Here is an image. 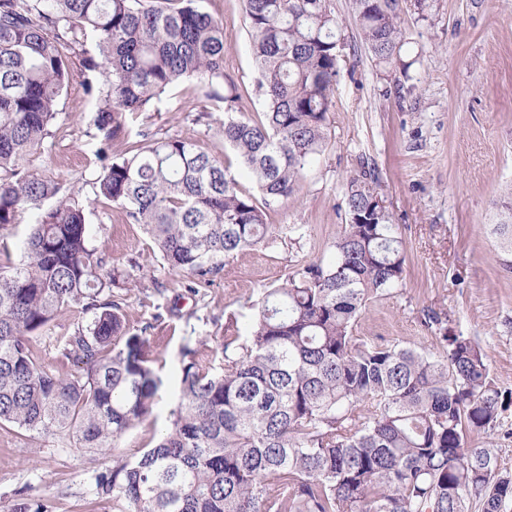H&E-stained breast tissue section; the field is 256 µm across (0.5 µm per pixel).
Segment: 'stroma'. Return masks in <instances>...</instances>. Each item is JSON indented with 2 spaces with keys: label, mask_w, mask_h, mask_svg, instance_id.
Instances as JSON below:
<instances>
[{
  "label": "stroma",
  "mask_w": 512,
  "mask_h": 512,
  "mask_svg": "<svg viewBox=\"0 0 512 512\" xmlns=\"http://www.w3.org/2000/svg\"><path fill=\"white\" fill-rule=\"evenodd\" d=\"M427 18L413 0H402L401 27L410 43L403 66L378 64L358 36L351 0H330L344 35L341 71L329 114L328 138L306 170L294 196L268 214L279 231L273 248L245 250L223 259L210 286L177 290L151 239L138 224L122 222L107 201H96L102 164L91 122L96 94L73 85L28 169L52 177L85 208L90 244L107 266L136 260L135 289H117L130 325L153 321L165 357L164 389L152 415L120 441L122 454L152 447L173 406L184 337L210 338L235 319L238 335L252 321L250 304L261 289L279 284L303 265L329 257L346 220L343 182L362 165L375 167L379 192L404 242L405 279L390 295L368 303L356 333L375 343L430 348L421 320L435 310L472 337L487 355L497 385L512 391V264L491 228L495 203L512 185V0H428ZM224 23V71L241 92L239 109L261 112L255 64L242 0H198ZM197 80L179 83L144 111L131 112V131L180 137L224 157L231 150L218 126L223 112ZM301 225L304 236L291 234ZM129 267V266H128ZM164 290H157V283ZM178 304L181 317H158ZM91 314L70 312L37 339L44 363H53L65 336L87 325ZM471 445L492 449L503 473L512 475V408L500 427L474 435ZM112 457L80 447L66 433L37 434L0 424V512L21 500L39 501L49 512H114L100 497L98 472Z\"/></svg>",
  "instance_id": "obj_1"
}]
</instances>
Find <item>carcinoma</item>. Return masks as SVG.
Listing matches in <instances>:
<instances>
[{"label": "carcinoma", "mask_w": 512, "mask_h": 512, "mask_svg": "<svg viewBox=\"0 0 512 512\" xmlns=\"http://www.w3.org/2000/svg\"><path fill=\"white\" fill-rule=\"evenodd\" d=\"M400 2L352 0L361 40L388 67L404 46ZM244 12L265 106L257 120L239 112L224 74V24L194 0H0V229L55 199L32 225L24 263L0 240V423L72 433L108 453L163 387L152 325L131 326L112 295L136 282L103 269L83 208L26 167L74 81L106 88L94 116L96 197L142 225L188 288L210 284L220 258L273 241L268 210L294 194L327 138L342 28L329 0H244ZM90 33L96 55L83 49ZM190 77L223 104L224 144L257 193L190 139L140 130L128 141L126 113ZM117 141L125 148L112 159ZM377 181L368 166L347 177L332 256L263 289L249 333L224 337L221 366L209 340L186 339L156 444L113 456L96 476L118 512H500L512 500V476L468 444L512 403L479 344L434 310L424 326L437 331L435 352L353 335L368 302L404 280L403 239ZM494 231L512 252V188ZM75 309L91 322L44 365L35 339Z\"/></svg>", "instance_id": "1"}]
</instances>
